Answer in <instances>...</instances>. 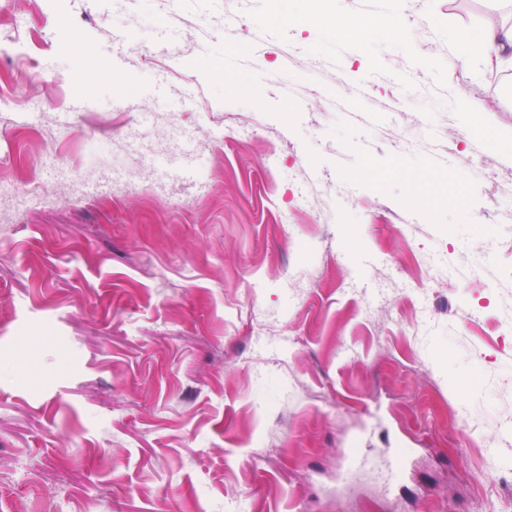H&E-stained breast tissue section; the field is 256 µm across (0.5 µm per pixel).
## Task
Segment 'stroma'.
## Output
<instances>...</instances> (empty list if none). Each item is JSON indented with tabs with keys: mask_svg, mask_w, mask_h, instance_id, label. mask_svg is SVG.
<instances>
[{
	"mask_svg": "<svg viewBox=\"0 0 512 512\" xmlns=\"http://www.w3.org/2000/svg\"><path fill=\"white\" fill-rule=\"evenodd\" d=\"M7 2L0 512H512V69L451 46L512 7ZM386 10L410 43L328 23Z\"/></svg>",
	"mask_w": 512,
	"mask_h": 512,
	"instance_id": "obj_1",
	"label": "stroma"
}]
</instances>
